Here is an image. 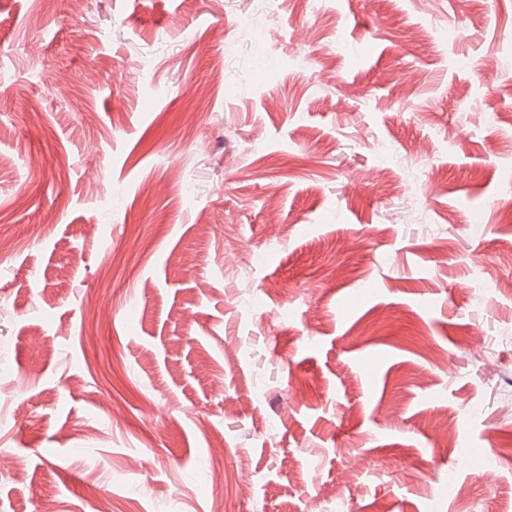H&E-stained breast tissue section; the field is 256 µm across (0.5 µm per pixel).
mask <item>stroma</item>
<instances>
[{
  "instance_id": "1",
  "label": "stroma",
  "mask_w": 512,
  "mask_h": 512,
  "mask_svg": "<svg viewBox=\"0 0 512 512\" xmlns=\"http://www.w3.org/2000/svg\"><path fill=\"white\" fill-rule=\"evenodd\" d=\"M507 201L512 0H0V512H512Z\"/></svg>"
}]
</instances>
